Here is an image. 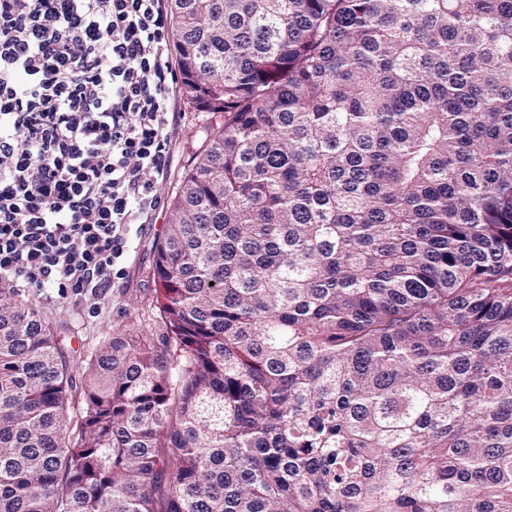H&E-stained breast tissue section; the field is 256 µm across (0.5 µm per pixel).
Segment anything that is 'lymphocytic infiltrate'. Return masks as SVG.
Wrapping results in <instances>:
<instances>
[{
  "label": "lymphocytic infiltrate",
  "mask_w": 512,
  "mask_h": 512,
  "mask_svg": "<svg viewBox=\"0 0 512 512\" xmlns=\"http://www.w3.org/2000/svg\"><path fill=\"white\" fill-rule=\"evenodd\" d=\"M164 0H0V284L125 274L178 115Z\"/></svg>",
  "instance_id": "f902f5d3"
}]
</instances>
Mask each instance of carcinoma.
Returning <instances> with one entry per match:
<instances>
[{
    "label": "carcinoma",
    "mask_w": 512,
    "mask_h": 512,
    "mask_svg": "<svg viewBox=\"0 0 512 512\" xmlns=\"http://www.w3.org/2000/svg\"><path fill=\"white\" fill-rule=\"evenodd\" d=\"M224 114L76 430L0 287V512H512V0H167Z\"/></svg>",
    "instance_id": "cac0c4a2"
}]
</instances>
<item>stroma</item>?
<instances>
[{
    "label": "stroma",
    "instance_id": "stroma-1",
    "mask_svg": "<svg viewBox=\"0 0 512 512\" xmlns=\"http://www.w3.org/2000/svg\"><path fill=\"white\" fill-rule=\"evenodd\" d=\"M175 108L180 119L169 134V168L162 185L164 198H171L186 172L203 152L210 129L222 125L219 112L199 111L184 93H177ZM171 221L170 207L156 213L150 224L139 229L123 279L109 288L82 291L60 298L53 288H23L17 299L32 303L50 323L65 354L72 376L69 417H78L82 408V385L85 370L96 350L108 337L120 332L142 330L151 326L161 335L159 322H147L156 296L153 276L156 246L166 224Z\"/></svg>",
    "mask_w": 512,
    "mask_h": 512
}]
</instances>
